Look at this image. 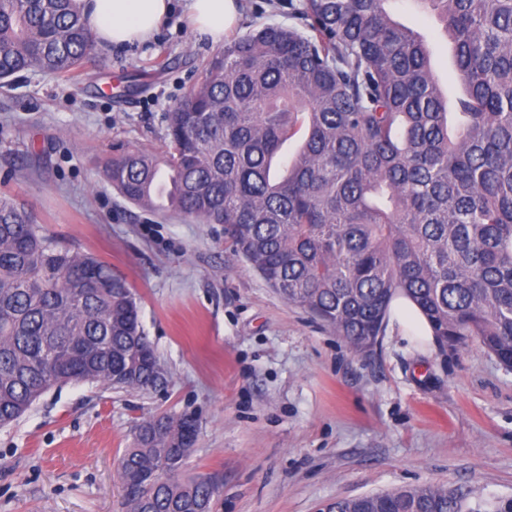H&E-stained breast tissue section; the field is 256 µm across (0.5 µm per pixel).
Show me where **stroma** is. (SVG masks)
<instances>
[{
    "instance_id": "35a3bbf8",
    "label": "stroma",
    "mask_w": 512,
    "mask_h": 512,
    "mask_svg": "<svg viewBox=\"0 0 512 512\" xmlns=\"http://www.w3.org/2000/svg\"><path fill=\"white\" fill-rule=\"evenodd\" d=\"M391 8L453 81L435 19L411 0ZM291 23L288 0H239L233 31ZM221 51L173 0L148 41L97 46L96 64L71 78L0 87V194L126 278L168 371L150 392L56 386L0 426V512H124L123 450L136 423L166 413L197 421L183 474L220 477L214 512H321L422 485L485 507L511 501L512 371L478 341L410 342L393 318L371 353H356L270 288L223 225L140 208L101 177L115 143L163 154L169 108Z\"/></svg>"
}]
</instances>
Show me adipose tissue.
Here are the masks:
<instances>
[{"label":"adipose tissue","instance_id":"adipose-tissue-1","mask_svg":"<svg viewBox=\"0 0 512 512\" xmlns=\"http://www.w3.org/2000/svg\"><path fill=\"white\" fill-rule=\"evenodd\" d=\"M89 27L100 44L123 47L150 39L166 20L171 0H83ZM192 28L212 44L224 40L238 16L236 0H185Z\"/></svg>","mask_w":512,"mask_h":512}]
</instances>
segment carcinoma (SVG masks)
<instances>
[{"label":"carcinoma","instance_id":"carcinoma-1","mask_svg":"<svg viewBox=\"0 0 512 512\" xmlns=\"http://www.w3.org/2000/svg\"><path fill=\"white\" fill-rule=\"evenodd\" d=\"M451 43L448 97L417 31L389 0H301L303 30L269 24L224 42L167 112L169 149L124 145L102 166L128 202L222 224L285 301L356 352L404 297L443 347L476 339L512 369V0H415ZM95 56L79 0H0V84L72 75ZM301 144L277 165L284 144ZM173 179L170 205L151 192ZM126 279L45 235L0 197V425L52 386L167 382ZM190 417L135 426L121 480L129 512H213L220 485L180 479ZM327 512H481L432 485L342 498Z\"/></svg>","mask_w":512,"mask_h":512}]
</instances>
